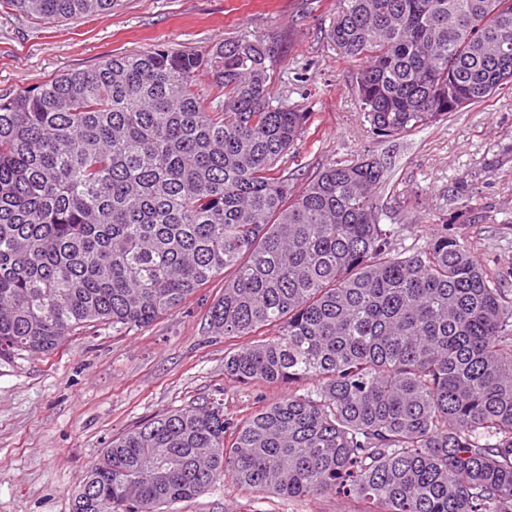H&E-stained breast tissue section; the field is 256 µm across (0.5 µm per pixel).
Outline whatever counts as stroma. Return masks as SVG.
I'll list each match as a JSON object with an SVG mask.
<instances>
[{"mask_svg":"<svg viewBox=\"0 0 512 512\" xmlns=\"http://www.w3.org/2000/svg\"><path fill=\"white\" fill-rule=\"evenodd\" d=\"M346 0H119L81 21L33 22L0 13V94L86 69L115 54L164 44L203 51L242 33L283 43L273 93L312 114L299 161L379 159L388 183L379 199L406 243L461 209L469 184L474 217L457 230L512 289V85L434 126L375 140L358 109V66L327 37ZM216 278L175 313L120 333L103 327L42 358L0 360V512H70L90 464L119 436L156 416L222 393L224 411L247 417L283 397L280 388L224 378L220 336L207 331ZM333 497L294 500L252 494L221 481L170 512H354Z\"/></svg>","mask_w":512,"mask_h":512,"instance_id":"1","label":"stroma"}]
</instances>
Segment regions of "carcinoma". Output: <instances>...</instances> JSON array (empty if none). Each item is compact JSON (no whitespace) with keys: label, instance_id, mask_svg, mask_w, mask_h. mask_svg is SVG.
Returning <instances> with one entry per match:
<instances>
[{"label":"carcinoma","instance_id":"obj_1","mask_svg":"<svg viewBox=\"0 0 512 512\" xmlns=\"http://www.w3.org/2000/svg\"><path fill=\"white\" fill-rule=\"evenodd\" d=\"M117 2L0 10L67 21ZM328 38L362 63L374 139L512 83V0H350ZM281 60L277 40L242 33L0 95V360L145 327L224 274L207 314L238 341L224 378L288 388L240 420L205 401L113 438L70 512H169L223 479L356 512H512L501 274L446 220L405 245L375 158L288 171L312 113L271 94Z\"/></svg>","mask_w":512,"mask_h":512}]
</instances>
